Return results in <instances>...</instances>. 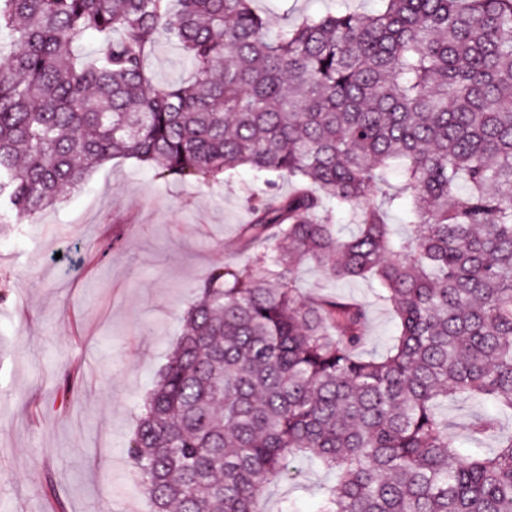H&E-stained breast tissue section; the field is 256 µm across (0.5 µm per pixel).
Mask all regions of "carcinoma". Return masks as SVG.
<instances>
[{
  "label": "carcinoma",
  "mask_w": 512,
  "mask_h": 512,
  "mask_svg": "<svg viewBox=\"0 0 512 512\" xmlns=\"http://www.w3.org/2000/svg\"><path fill=\"white\" fill-rule=\"evenodd\" d=\"M381 2L272 38L252 0H0V235L116 157L292 185L251 203L254 271L197 286L143 401L127 455L153 512H254L298 456L338 475L315 512H512V435L459 448L438 412L492 407L479 437L512 418V0ZM163 40L189 81L148 75ZM308 261L378 282L384 356L364 304L300 297Z\"/></svg>",
  "instance_id": "cac0c4a2"
}]
</instances>
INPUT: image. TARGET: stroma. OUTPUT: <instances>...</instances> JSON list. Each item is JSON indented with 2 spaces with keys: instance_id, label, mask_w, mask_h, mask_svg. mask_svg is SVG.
<instances>
[{
  "instance_id": "35a3bbf8",
  "label": "stroma",
  "mask_w": 512,
  "mask_h": 512,
  "mask_svg": "<svg viewBox=\"0 0 512 512\" xmlns=\"http://www.w3.org/2000/svg\"><path fill=\"white\" fill-rule=\"evenodd\" d=\"M272 33L303 14L378 0H255ZM146 67L156 85L189 79L182 51L167 45ZM266 190L245 166L210 183L156 176L116 158L96 169L36 221L13 218L0 237V503L11 512H152L125 446L139 405L181 334L197 285L219 265L251 269L253 246L239 233L250 199ZM303 296L341 294L364 302V354L384 351L395 332L376 285L338 286L302 266ZM293 478L260 496L257 512L282 501L313 512L336 474L298 458Z\"/></svg>"
}]
</instances>
